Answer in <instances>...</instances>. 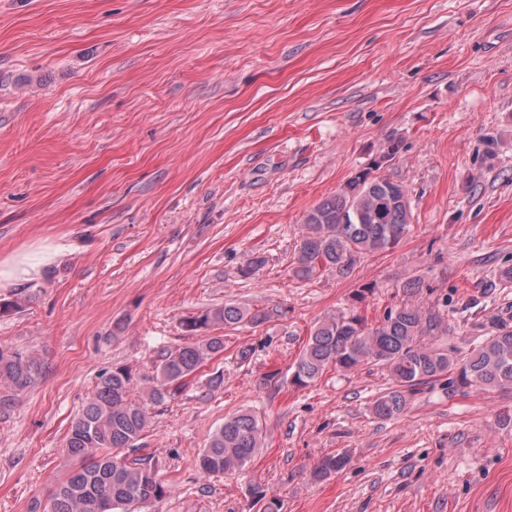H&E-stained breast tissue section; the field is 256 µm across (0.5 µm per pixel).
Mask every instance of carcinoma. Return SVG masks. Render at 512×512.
Segmentation results:
<instances>
[{"label": "carcinoma", "mask_w": 512, "mask_h": 512, "mask_svg": "<svg viewBox=\"0 0 512 512\" xmlns=\"http://www.w3.org/2000/svg\"><path fill=\"white\" fill-rule=\"evenodd\" d=\"M393 139L379 158L355 173L335 195L308 211L305 233L293 257V271L302 279L323 273L349 277L360 258L397 245L412 223L405 186L380 173L400 151ZM432 286L415 276L400 284V308L388 311L376 325L348 310L318 321L295 363L291 384L303 388L331 368L354 373L364 366L383 367L391 387L373 402L372 413L392 419L404 413L408 397L421 386L448 378V389L465 392L512 388V327L503 326L468 353L458 356L438 343L448 335L447 315L427 306ZM270 318L233 303L210 307L185 319L195 340L161 353L148 385L127 366L103 371L81 410L71 420L65 447L66 472L49 490L46 502L32 512H137L166 494V485L147 458L128 459L150 425V408L179 395L208 361L224 352L220 331L242 325L257 327ZM43 363L32 350L0 348V385L14 392L38 382ZM263 430L256 415L237 412L224 418L198 457L206 475L242 470L261 447ZM348 462L344 455L325 456L311 475L330 478Z\"/></svg>", "instance_id": "carcinoma-1"}]
</instances>
